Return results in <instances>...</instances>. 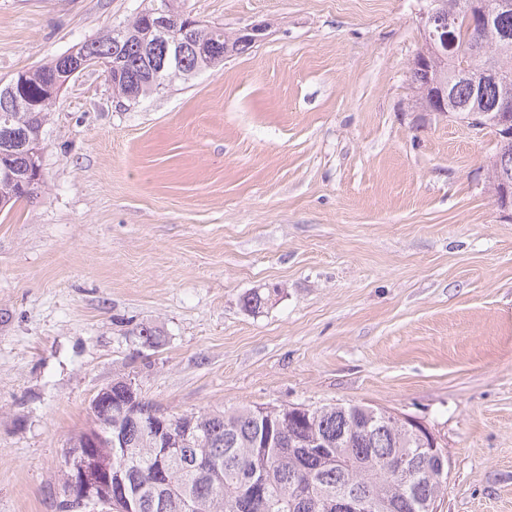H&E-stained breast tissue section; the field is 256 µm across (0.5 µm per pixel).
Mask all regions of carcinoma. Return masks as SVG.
I'll return each mask as SVG.
<instances>
[{"label": "carcinoma", "instance_id": "1", "mask_svg": "<svg viewBox=\"0 0 512 512\" xmlns=\"http://www.w3.org/2000/svg\"><path fill=\"white\" fill-rule=\"evenodd\" d=\"M149 8L138 12L125 28L128 37L115 42L106 29L34 68L0 80V211L38 196L43 178L35 153L46 122L55 85L74 61L100 66L107 82L133 98L160 92L224 64V57L187 55L185 64L150 80V60L141 48L147 36ZM194 37L225 43L224 28L202 24ZM485 58L475 66L496 65L512 73V8L497 16L483 33ZM441 78L460 106L489 112L496 101L512 97V78L461 79L455 59L438 61ZM416 102L432 104L436 87L427 73L409 72ZM363 404L229 407L197 430L191 456L211 459L214 467L200 473L187 463L184 449H112V477L136 484L129 497L139 502L132 512H344L336 497H369L372 512H433L444 496L448 477L435 473L434 455L416 436L370 413ZM326 442L320 453L312 443Z\"/></svg>", "mask_w": 512, "mask_h": 512}]
</instances>
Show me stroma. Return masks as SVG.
Returning a JSON list of instances; mask_svg holds the SVG:
<instances>
[{
  "label": "stroma",
  "instance_id": "35a3bbf8",
  "mask_svg": "<svg viewBox=\"0 0 512 512\" xmlns=\"http://www.w3.org/2000/svg\"><path fill=\"white\" fill-rule=\"evenodd\" d=\"M145 2L0 0V78ZM182 7L267 37L133 104L85 71L41 193L0 213V512H62L64 453L121 376L171 413L415 417L448 460L438 512H512V219L493 133L413 97L428 0Z\"/></svg>",
  "mask_w": 512,
  "mask_h": 512
}]
</instances>
